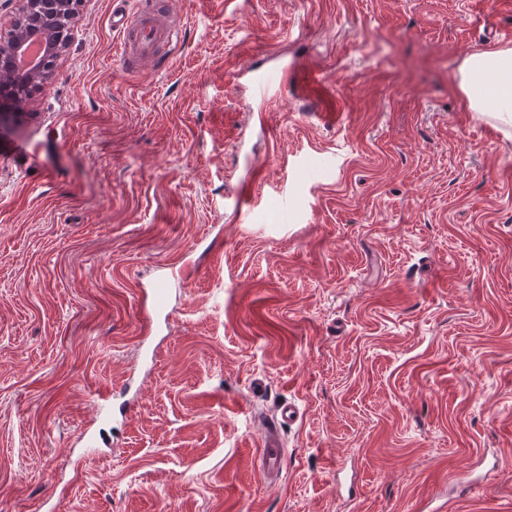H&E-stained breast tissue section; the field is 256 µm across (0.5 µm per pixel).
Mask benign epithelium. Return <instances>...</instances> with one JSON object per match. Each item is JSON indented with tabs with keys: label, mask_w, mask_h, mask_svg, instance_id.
<instances>
[{
	"label": "benign epithelium",
	"mask_w": 512,
	"mask_h": 512,
	"mask_svg": "<svg viewBox=\"0 0 512 512\" xmlns=\"http://www.w3.org/2000/svg\"><path fill=\"white\" fill-rule=\"evenodd\" d=\"M77 2L79 0H5L0 4L3 7L17 4L9 30L12 47L0 48V130L12 122V117L25 113L28 100L42 88L54 61L69 50L71 34L65 33L58 38L46 29L45 24L76 12ZM37 33L46 38V49L36 66L20 75L16 71L15 57L28 39Z\"/></svg>",
	"instance_id": "obj_1"
}]
</instances>
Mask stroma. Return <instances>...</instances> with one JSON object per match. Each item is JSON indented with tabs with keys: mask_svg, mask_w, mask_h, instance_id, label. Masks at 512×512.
I'll return each mask as SVG.
<instances>
[{
	"mask_svg": "<svg viewBox=\"0 0 512 512\" xmlns=\"http://www.w3.org/2000/svg\"><path fill=\"white\" fill-rule=\"evenodd\" d=\"M114 2L0 135V512H512V0H166L134 69ZM458 87L467 107L474 112H494L504 126H512V47L476 52L459 66ZM492 75L496 82V106L486 109V88L480 75ZM288 72L291 74L297 72L300 82L308 92H314L325 87L326 77L323 71L314 65H306L297 69L295 66H288L287 63L279 72L275 73L258 74L252 71L246 73L249 75V80L255 90L264 95L271 90H281L283 87H287ZM263 474L272 478L282 472L284 466V455L280 434L274 426L266 432L265 440L260 451Z\"/></svg>",
	"mask_w": 512,
	"mask_h": 512,
	"instance_id": "1",
	"label": "stroma"
}]
</instances>
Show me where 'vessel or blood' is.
I'll return each mask as SVG.
<instances>
[{"label": "vessel or blood", "mask_w": 512, "mask_h": 512, "mask_svg": "<svg viewBox=\"0 0 512 512\" xmlns=\"http://www.w3.org/2000/svg\"><path fill=\"white\" fill-rule=\"evenodd\" d=\"M113 25L123 35L121 54L124 62L136 65L155 59L161 44L171 42L176 28L169 15L153 8L148 2L135 17L130 18L122 13L114 14ZM249 80L256 91L265 94L286 87L288 71L283 68L275 73L253 72L250 73ZM297 415L298 410L291 403L279 406L276 411L278 424L292 423ZM277 426L268 429L260 451L262 471L269 478L278 476L284 466L283 448Z\"/></svg>", "instance_id": "1"}]
</instances>
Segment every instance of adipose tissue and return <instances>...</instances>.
<instances>
[{
	"instance_id": "ef3b65f1",
	"label": "adipose tissue",
	"mask_w": 512,
	"mask_h": 512,
	"mask_svg": "<svg viewBox=\"0 0 512 512\" xmlns=\"http://www.w3.org/2000/svg\"><path fill=\"white\" fill-rule=\"evenodd\" d=\"M493 76L496 82L497 121L512 126V47L476 52L465 57L459 67L458 87L467 107L482 112L486 107V89L480 75Z\"/></svg>"
}]
</instances>
